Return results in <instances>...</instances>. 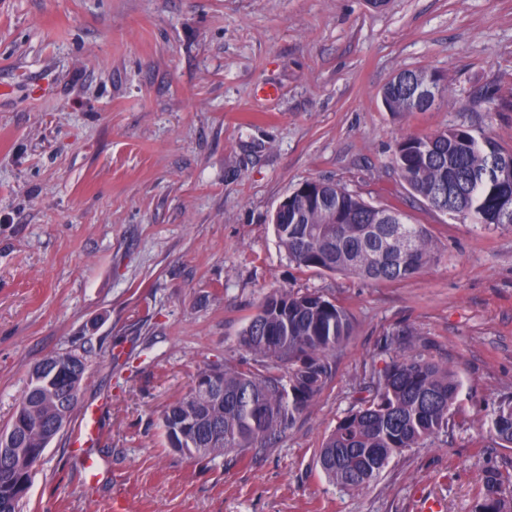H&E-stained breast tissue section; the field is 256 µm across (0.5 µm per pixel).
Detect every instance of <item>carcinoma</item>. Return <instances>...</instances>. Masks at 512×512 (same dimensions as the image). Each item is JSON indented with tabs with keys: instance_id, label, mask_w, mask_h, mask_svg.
Segmentation results:
<instances>
[{
	"instance_id": "obj_1",
	"label": "carcinoma",
	"mask_w": 512,
	"mask_h": 512,
	"mask_svg": "<svg viewBox=\"0 0 512 512\" xmlns=\"http://www.w3.org/2000/svg\"><path fill=\"white\" fill-rule=\"evenodd\" d=\"M407 86L384 87L393 113L428 112L411 88L439 89L441 78L404 71ZM393 166L431 207L476 224L512 226V151L476 138L463 125L400 136ZM279 243L300 268L341 272L376 282H402L432 260L434 240L394 207H376L346 189L309 181L273 217ZM348 311L316 292L273 289L240 337L249 359L197 372L190 389L163 411L169 446L201 457L264 448L290 428L332 378L336 348L352 335ZM55 372L30 375L23 400L4 427L12 447L0 451V512H20L33 467L56 432L59 415L71 423L87 374L83 355L68 351L42 360ZM460 381L421 355H393L372 374L360 406L341 418L317 452V464L342 491L367 489L396 456L432 444L448 430ZM489 435L512 447V402L499 406ZM502 475L488 473L475 512H512L499 496Z\"/></svg>"
}]
</instances>
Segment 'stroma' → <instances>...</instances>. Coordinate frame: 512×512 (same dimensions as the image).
I'll return each mask as SVG.
<instances>
[{
    "label": "stroma",
    "instance_id": "stroma-1",
    "mask_svg": "<svg viewBox=\"0 0 512 512\" xmlns=\"http://www.w3.org/2000/svg\"><path fill=\"white\" fill-rule=\"evenodd\" d=\"M405 70L439 75L428 112H388ZM0 427L47 355L85 353L77 413L23 512H474L512 448L488 424L512 400V227L429 208L393 168L397 139L464 125L512 149V0H0ZM330 181L426 225L437 248L398 282L302 269L271 216ZM274 288L344 307L331 381L259 452L169 448L164 407L198 369L244 357ZM402 352L462 382L448 434L361 492L316 452Z\"/></svg>",
    "mask_w": 512,
    "mask_h": 512
}]
</instances>
